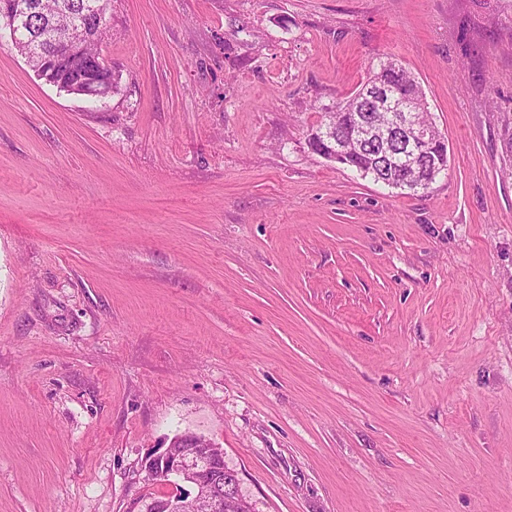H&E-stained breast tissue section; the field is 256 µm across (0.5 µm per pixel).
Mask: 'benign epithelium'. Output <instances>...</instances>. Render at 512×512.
I'll use <instances>...</instances> for the list:
<instances>
[{
  "mask_svg": "<svg viewBox=\"0 0 512 512\" xmlns=\"http://www.w3.org/2000/svg\"><path fill=\"white\" fill-rule=\"evenodd\" d=\"M31 0H9L0 11V32L14 37L16 24L25 22L33 15ZM87 43L86 26H74L67 32L62 49L68 53L81 54ZM96 78L83 86L80 95L105 99L115 92V72L112 64L104 55H99ZM415 103L408 102L399 108L395 127L413 129L414 141H422L428 136L425 127H411L412 112ZM326 145L325 158L334 162L343 159V148L336 138L334 130L322 135ZM224 449L214 442L191 434H180L173 438L169 448L146 457L143 470L149 479L165 480L173 485L190 487L184 498L168 505V512H192L194 498L201 489V478L208 479V492L211 500V512H249L248 505L239 493L240 478L238 472L225 477Z\"/></svg>",
  "mask_w": 512,
  "mask_h": 512,
  "instance_id": "7a95c632",
  "label": "benign epithelium"
}]
</instances>
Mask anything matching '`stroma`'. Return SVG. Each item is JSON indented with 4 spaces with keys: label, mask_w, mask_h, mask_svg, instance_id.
Here are the masks:
<instances>
[{
    "label": "stroma",
    "mask_w": 512,
    "mask_h": 512,
    "mask_svg": "<svg viewBox=\"0 0 512 512\" xmlns=\"http://www.w3.org/2000/svg\"><path fill=\"white\" fill-rule=\"evenodd\" d=\"M119 91L0 38V512H140L174 435L252 512H512V0H112ZM390 56L424 194L311 152ZM99 60L97 61L98 67L95 69L96 78L89 84L83 86L82 92H77L69 89L68 87H62L60 83H51L48 79L44 78L45 76L39 73V78L45 79L47 84L56 86L58 89L66 91L70 94H75L84 97H98L101 100L106 99L111 96L115 92L114 83H115V72L112 71V64L107 60V58L102 54V52L98 55Z\"/></svg>",
    "instance_id": "obj_1"
}]
</instances>
